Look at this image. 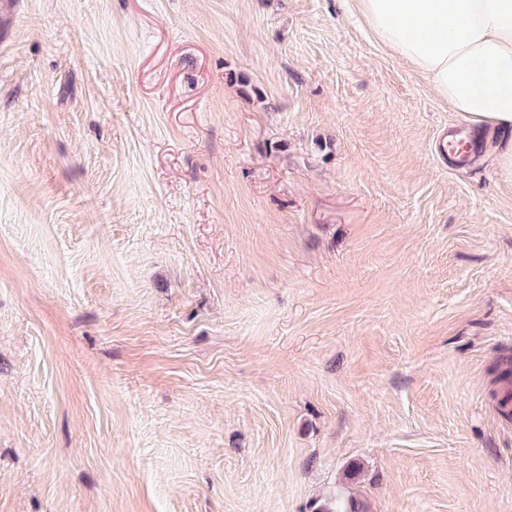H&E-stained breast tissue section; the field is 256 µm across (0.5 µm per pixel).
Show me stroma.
I'll list each match as a JSON object with an SVG mask.
<instances>
[{
	"instance_id": "stroma-1",
	"label": "stroma",
	"mask_w": 512,
	"mask_h": 512,
	"mask_svg": "<svg viewBox=\"0 0 512 512\" xmlns=\"http://www.w3.org/2000/svg\"><path fill=\"white\" fill-rule=\"evenodd\" d=\"M0 512H512V182L353 0H0Z\"/></svg>"
}]
</instances>
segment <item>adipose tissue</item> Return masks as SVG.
Segmentation results:
<instances>
[{
  "mask_svg": "<svg viewBox=\"0 0 512 512\" xmlns=\"http://www.w3.org/2000/svg\"><path fill=\"white\" fill-rule=\"evenodd\" d=\"M376 38L472 125L512 129V0H356Z\"/></svg>",
  "mask_w": 512,
  "mask_h": 512,
  "instance_id": "obj_1",
  "label": "adipose tissue"
}]
</instances>
